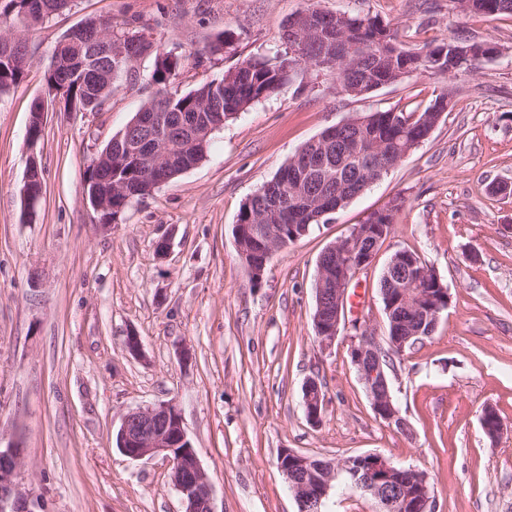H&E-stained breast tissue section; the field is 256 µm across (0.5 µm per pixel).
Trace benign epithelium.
Here are the masks:
<instances>
[{"label": "benign epithelium", "instance_id": "1", "mask_svg": "<svg viewBox=\"0 0 512 512\" xmlns=\"http://www.w3.org/2000/svg\"><path fill=\"white\" fill-rule=\"evenodd\" d=\"M337 17H341V13L319 12L313 18L314 29L332 31ZM336 49L341 51L344 59L350 60L367 54L370 46L362 41H352L338 44ZM477 51L489 57L499 53L500 48L486 43L456 42L448 73L463 68ZM35 104L36 111L31 113L30 123L36 126V132L27 134L33 146L43 136L44 115L49 108L45 97L36 98ZM351 123L353 120L345 119L327 128L301 146L290 160L313 158L320 161L319 168H325L322 164L325 154L333 147L339 150L345 145L338 134ZM315 186L316 182L308 180V193L304 197L317 209L316 219L321 220L335 214L337 209L326 203L325 196L316 192ZM43 195L44 182L37 161L33 160L22 187L27 209L33 210ZM234 228L238 253L245 257L252 253L253 240L246 228L238 224ZM390 235L391 229L384 224H355L348 237L328 246L326 259L318 263L314 287L313 325L320 348L326 349L335 342L346 316L348 289L360 275L372 270L380 246ZM431 274L432 271L422 267L412 278L386 275L383 288L386 313L401 307L411 310L417 319L432 317L440 320L441 313L448 308L450 297L440 299L431 291L417 287ZM352 327L355 334L350 348L351 361L365 386L375 415L388 426L411 434L407 419L394 403L383 357L404 355L406 345L418 337L420 330L407 325L405 335H388L383 345L375 331L361 318H354ZM304 406L307 420L313 425L320 424L324 394L313 379L306 384ZM117 447L132 459L159 454L169 458L173 463L172 483L181 495L184 512H215L213 486L188 438L176 401L169 400L123 414L117 433ZM278 465L298 503L299 512H322L330 490L339 481L370 495L385 512H396L400 508L409 512H435V496L428 474L414 467L397 466L378 454L352 455L330 464L285 449L280 454ZM19 466L18 448L0 449V512H36L32 492L22 488L18 480Z\"/></svg>", "mask_w": 512, "mask_h": 512}]
</instances>
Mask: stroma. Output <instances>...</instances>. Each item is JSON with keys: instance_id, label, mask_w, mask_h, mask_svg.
<instances>
[{"instance_id": "35a3bbf8", "label": "stroma", "mask_w": 512, "mask_h": 512, "mask_svg": "<svg viewBox=\"0 0 512 512\" xmlns=\"http://www.w3.org/2000/svg\"><path fill=\"white\" fill-rule=\"evenodd\" d=\"M309 8L372 20L416 51L456 39L502 52L362 98L298 69L108 232L85 198V171L152 93L153 58L115 79L103 112L50 110L42 139L28 143L54 47L86 19H111L187 58L202 51L169 87L183 94L241 62L285 55L284 23ZM219 36L224 49L210 52ZM24 37L25 77L0 95V446L19 445L20 482L40 512H182L171 463L116 446L122 413L171 399L213 484L215 512H298L278 467L286 449L331 462L376 453L426 471L437 512H512V195L490 189L512 184V15L460 13L452 0H74ZM444 91L451 104L428 139L332 222L276 250L254 283L233 234L248 198L326 127L419 112ZM33 159L45 193L30 214L21 188ZM396 199L393 232L358 282L359 316L386 336L379 278L399 250L417 253L451 297L432 337L388 370L408 436L375 416L348 329L323 350L313 326L320 254ZM166 234L173 245L161 259ZM131 334L141 357L126 350ZM312 378L326 396L317 426L303 407ZM487 406L503 425L494 442L480 424Z\"/></svg>"}]
</instances>
